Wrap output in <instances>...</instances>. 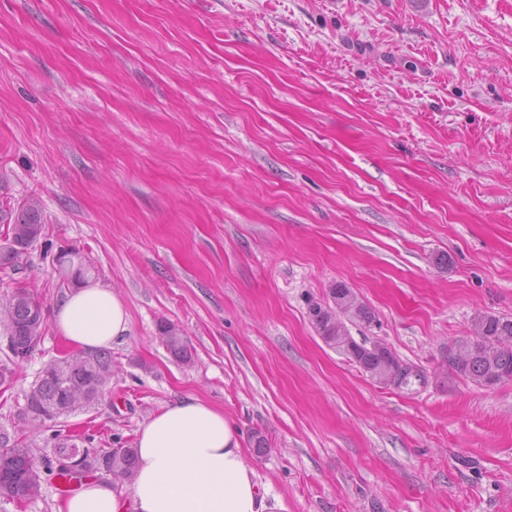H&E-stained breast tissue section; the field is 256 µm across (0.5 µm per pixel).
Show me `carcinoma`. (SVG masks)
<instances>
[{
	"mask_svg": "<svg viewBox=\"0 0 512 512\" xmlns=\"http://www.w3.org/2000/svg\"><path fill=\"white\" fill-rule=\"evenodd\" d=\"M0 223L7 225L6 243L0 247V267L19 269L20 258L37 243L43 232L39 207L27 202L9 213L0 212ZM0 317L10 321L11 354L0 363V385L8 383L14 374L13 366L28 360L39 346L44 335L46 320L44 304L29 290L25 282L18 281L15 293L8 297L0 309ZM309 319L318 335L331 348L347 356L352 354L344 347L345 339L336 335L335 318L324 307H309ZM162 341L169 352L181 361L191 359L190 349L184 336L171 324L160 326ZM512 338V318L493 314L486 315L484 335L472 344L469 353L452 362L453 370L460 377L484 387L495 379L512 376V343L502 337ZM359 366L372 373L385 361V356L369 350L355 354ZM112 376V355L107 350L89 352V359L82 365L70 368L67 357L54 360L38 375L36 391L28 397V407L23 410V420L29 431L37 432L47 423L56 421L55 412L63 404L66 392L78 388H90L88 406L100 401L94 383ZM52 455L36 463L32 448L18 431L8 432L0 427V485L11 487L13 498L33 496L32 487L41 486L42 474L56 479L63 477L80 480L97 476L96 470L74 475L60 464V456L78 447L76 439L69 435L53 434ZM95 463L112 468V472L124 478L131 477L135 467V451L132 448H89Z\"/></svg>",
	"mask_w": 512,
	"mask_h": 512,
	"instance_id": "cac0c4a2",
	"label": "carcinoma"
}]
</instances>
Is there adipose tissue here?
Here are the masks:
<instances>
[{"label": "adipose tissue", "instance_id": "obj_1", "mask_svg": "<svg viewBox=\"0 0 512 512\" xmlns=\"http://www.w3.org/2000/svg\"><path fill=\"white\" fill-rule=\"evenodd\" d=\"M53 321L77 351L112 347L129 332L124 300L92 282L60 300ZM135 450L129 492L89 479L58 512H287L259 485L237 426L199 398L163 405L140 426Z\"/></svg>", "mask_w": 512, "mask_h": 512}]
</instances>
